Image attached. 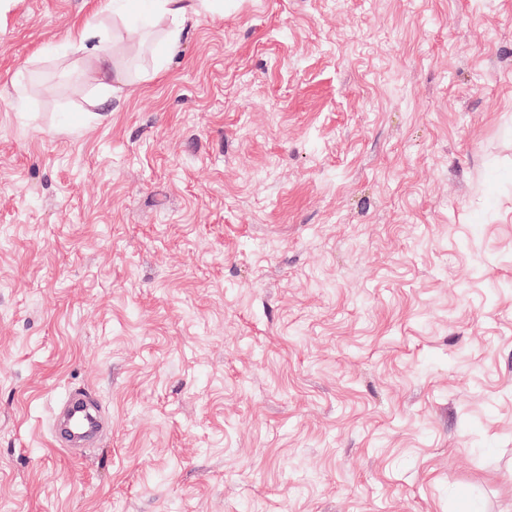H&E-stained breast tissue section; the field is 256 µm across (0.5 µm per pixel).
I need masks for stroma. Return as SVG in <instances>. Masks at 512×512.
Returning a JSON list of instances; mask_svg holds the SVG:
<instances>
[{"label": "stroma", "mask_w": 512, "mask_h": 512, "mask_svg": "<svg viewBox=\"0 0 512 512\" xmlns=\"http://www.w3.org/2000/svg\"><path fill=\"white\" fill-rule=\"evenodd\" d=\"M101 5L0 0V512H512V0L100 18L102 106ZM97 27H99L98 23L95 24V26L87 25L83 27L79 32L77 47L79 50H88L90 65L97 63L95 72L97 75H99L97 78L99 84L105 87H109L108 83L105 81L108 76L109 55L104 50L103 46H99L97 44L89 48V46L85 43L89 36V32L93 29H97ZM67 402L71 409L70 413L79 410L85 413L86 416L87 413L85 407L88 403H91V395L89 392L83 389H71L67 397ZM86 419L87 420L82 422V428L86 437L96 435L99 431L98 422L89 414L86 416Z\"/></svg>", "instance_id": "35a3bbf8"}]
</instances>
